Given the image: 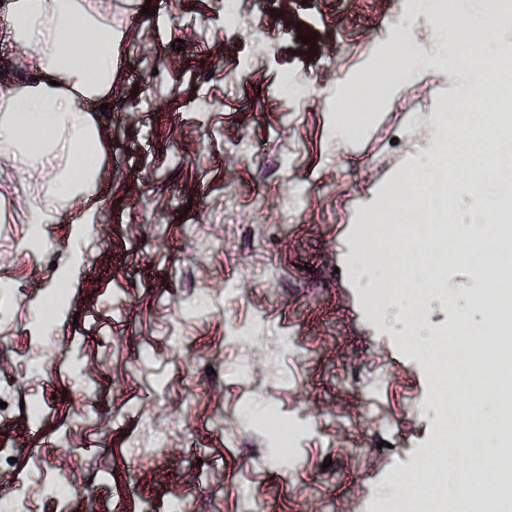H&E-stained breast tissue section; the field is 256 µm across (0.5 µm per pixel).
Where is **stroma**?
<instances>
[{
	"instance_id": "1",
	"label": "stroma",
	"mask_w": 512,
	"mask_h": 512,
	"mask_svg": "<svg viewBox=\"0 0 512 512\" xmlns=\"http://www.w3.org/2000/svg\"><path fill=\"white\" fill-rule=\"evenodd\" d=\"M411 9L261 0L228 40L224 0H112L126 42L108 108L90 115L102 135L92 223L73 224L81 203L65 211L48 192L68 151L35 168L0 158V286L17 295L0 308V440L15 450L0 497L26 489L37 512H170L178 496L198 512H370L391 474L415 469L434 423L408 408L431 380L372 317L353 246L389 186L431 159L442 104L480 77L438 65L430 14ZM401 12L423 50L414 79L339 135V95L393 46ZM36 207L51 222L46 251L29 255ZM65 269L46 342L36 306ZM478 286L470 261L450 265L429 332L452 330ZM239 327L253 342L232 340ZM194 353L209 369L192 370ZM247 410L296 427L292 471ZM59 435L73 455L56 453Z\"/></svg>"
}]
</instances>
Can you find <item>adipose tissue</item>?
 Here are the masks:
<instances>
[{"mask_svg":"<svg viewBox=\"0 0 512 512\" xmlns=\"http://www.w3.org/2000/svg\"><path fill=\"white\" fill-rule=\"evenodd\" d=\"M6 38L28 49L29 75L0 85V156L34 166L56 145L76 155L97 148L91 105L112 91V54L124 39L112 23V0H0ZM62 206L80 200V224L91 223L99 194L98 167L62 170L51 185Z\"/></svg>","mask_w":512,"mask_h":512,"instance_id":"obj_1","label":"adipose tissue"}]
</instances>
